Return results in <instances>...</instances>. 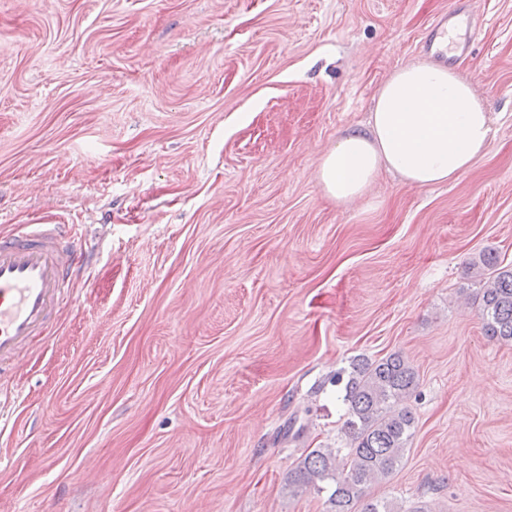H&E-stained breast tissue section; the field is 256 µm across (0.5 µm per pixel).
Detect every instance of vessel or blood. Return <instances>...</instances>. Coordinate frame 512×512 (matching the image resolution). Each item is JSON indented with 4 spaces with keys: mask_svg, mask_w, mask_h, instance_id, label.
<instances>
[{
    "mask_svg": "<svg viewBox=\"0 0 512 512\" xmlns=\"http://www.w3.org/2000/svg\"><path fill=\"white\" fill-rule=\"evenodd\" d=\"M448 17H441L425 38L465 56L468 41L451 39ZM77 246L62 224H27L0 235V367L10 364L30 337L40 335L64 296L78 283Z\"/></svg>",
    "mask_w": 512,
    "mask_h": 512,
    "instance_id": "b4317fda",
    "label": "vessel or blood"
}]
</instances>
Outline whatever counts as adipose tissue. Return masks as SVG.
<instances>
[{"instance_id": "adipose-tissue-1", "label": "adipose tissue", "mask_w": 512, "mask_h": 512, "mask_svg": "<svg viewBox=\"0 0 512 512\" xmlns=\"http://www.w3.org/2000/svg\"><path fill=\"white\" fill-rule=\"evenodd\" d=\"M492 141V117L470 81L426 60L395 70L373 99L366 131L342 135L320 160L326 194L361 197L381 170L407 184H442L469 170Z\"/></svg>"}]
</instances>
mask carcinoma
I'll return each instance as SVG.
<instances>
[{
	"label": "carcinoma",
	"instance_id": "carcinoma-1",
	"mask_svg": "<svg viewBox=\"0 0 512 512\" xmlns=\"http://www.w3.org/2000/svg\"><path fill=\"white\" fill-rule=\"evenodd\" d=\"M491 269L480 280V315L484 335L512 344V266L500 267L484 255ZM342 387L346 406L341 434L347 448H313L288 473V492L308 489L325 495V512H396L385 500L366 498L365 489L399 467L415 430L408 404L418 374L400 353L371 360L354 357L332 377Z\"/></svg>",
	"mask_w": 512,
	"mask_h": 512
}]
</instances>
